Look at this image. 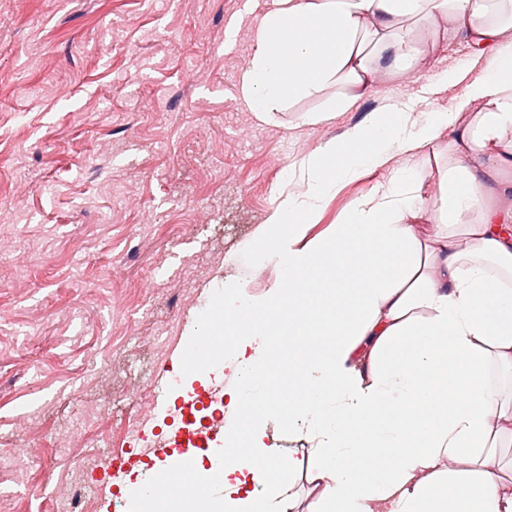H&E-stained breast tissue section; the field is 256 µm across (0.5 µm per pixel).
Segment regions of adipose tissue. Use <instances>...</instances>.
<instances>
[{"label":"adipose tissue","instance_id":"1","mask_svg":"<svg viewBox=\"0 0 512 512\" xmlns=\"http://www.w3.org/2000/svg\"><path fill=\"white\" fill-rule=\"evenodd\" d=\"M472 54L442 71L465 84L453 110L418 120L389 106L305 160L308 190L279 194L254 232L260 294L225 282L212 331L233 326L236 357L254 366L276 336L314 351L292 378L288 419L312 443L315 512H512V482L490 470L512 443V399L484 381L512 370V0H277L255 32L241 95L257 118L340 83L305 120L350 108L377 79L432 65L416 28ZM434 147L437 208L426 215L398 156ZM393 168L321 235L308 229L340 181ZM235 446L205 451L166 498L131 484L128 512H291L295 469L255 417Z\"/></svg>","mask_w":512,"mask_h":512}]
</instances>
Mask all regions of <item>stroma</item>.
<instances>
[{"mask_svg": "<svg viewBox=\"0 0 512 512\" xmlns=\"http://www.w3.org/2000/svg\"><path fill=\"white\" fill-rule=\"evenodd\" d=\"M273 0H0V512H57L62 486L93 512H126L111 486L113 449L74 457L70 433L135 428L132 457L165 438L209 372L170 391L168 416L140 422L138 394L198 330L208 291L226 280L252 293L251 239L278 192L304 194L301 162L326 141L397 104L451 110L462 93H431L439 70L466 58L447 44L438 68L380 79L326 121L305 122L339 94L287 105L262 121L240 93L258 21ZM341 185L310 235L386 181ZM266 442L296 458V512L318 492L303 479L307 443L279 415ZM111 486L107 498L99 490Z\"/></svg>", "mask_w": 512, "mask_h": 512, "instance_id": "obj_1", "label": "stroma"}]
</instances>
